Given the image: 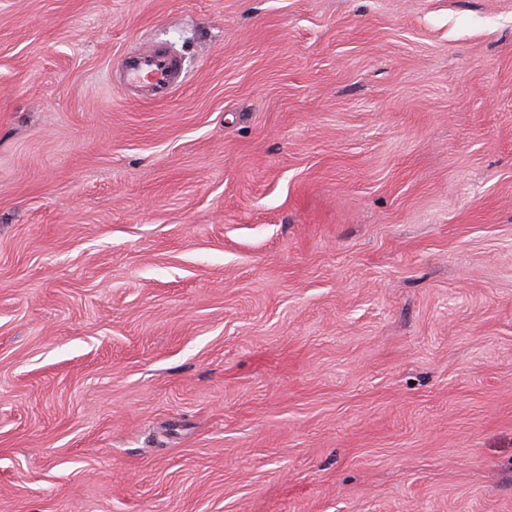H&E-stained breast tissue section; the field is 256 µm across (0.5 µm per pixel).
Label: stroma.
Instances as JSON below:
<instances>
[{
  "label": "stroma",
  "mask_w": 512,
  "mask_h": 512,
  "mask_svg": "<svg viewBox=\"0 0 512 512\" xmlns=\"http://www.w3.org/2000/svg\"><path fill=\"white\" fill-rule=\"evenodd\" d=\"M0 512H512V0H0ZM118 66L125 82L142 88L149 98L171 92L182 79L180 57L160 43H145L123 54Z\"/></svg>",
  "instance_id": "stroma-1"
}]
</instances>
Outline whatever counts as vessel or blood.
I'll return each instance as SVG.
<instances>
[{"label": "vessel or blood", "mask_w": 512, "mask_h": 512, "mask_svg": "<svg viewBox=\"0 0 512 512\" xmlns=\"http://www.w3.org/2000/svg\"><path fill=\"white\" fill-rule=\"evenodd\" d=\"M119 68L127 84L142 88L150 98L171 92L182 79L180 57L159 43H146L123 54Z\"/></svg>", "instance_id": "1"}]
</instances>
